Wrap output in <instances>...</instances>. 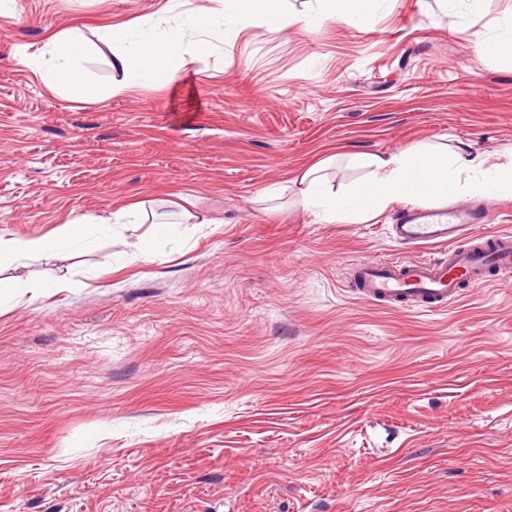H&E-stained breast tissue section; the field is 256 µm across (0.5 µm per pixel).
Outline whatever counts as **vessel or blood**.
<instances>
[{
  "label": "vessel or blood",
  "instance_id": "1",
  "mask_svg": "<svg viewBox=\"0 0 512 512\" xmlns=\"http://www.w3.org/2000/svg\"><path fill=\"white\" fill-rule=\"evenodd\" d=\"M494 219L491 211L460 206L401 213L392 226L395 239L410 249L439 246L442 254L418 261H357L350 270L351 295L373 304L402 302L433 313L447 310L466 288L492 283L499 274L512 276L511 232L492 235L475 247L467 244L477 225Z\"/></svg>",
  "mask_w": 512,
  "mask_h": 512
}]
</instances>
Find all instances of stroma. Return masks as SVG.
<instances>
[{
  "label": "stroma",
  "instance_id": "35a3bbf8",
  "mask_svg": "<svg viewBox=\"0 0 512 512\" xmlns=\"http://www.w3.org/2000/svg\"><path fill=\"white\" fill-rule=\"evenodd\" d=\"M167 3L0 0V239L87 217L93 240L7 271L78 285L0 294V512H512V286L432 315L358 300L352 262L433 249L393 240L403 204L320 224L290 187L339 152L506 161L512 55L482 43L512 0L310 31L217 13L205 61L94 102L15 58L79 23L111 85L100 27L177 26ZM133 203L182 233L154 261L121 256L151 230L113 223Z\"/></svg>",
  "mask_w": 512,
  "mask_h": 512
}]
</instances>
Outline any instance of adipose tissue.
<instances>
[{"instance_id": "1", "label": "adipose tissue", "mask_w": 512, "mask_h": 512, "mask_svg": "<svg viewBox=\"0 0 512 512\" xmlns=\"http://www.w3.org/2000/svg\"><path fill=\"white\" fill-rule=\"evenodd\" d=\"M380 0H316L311 13L291 16L281 0H224L225 17L236 21L258 20L272 29L295 26L310 30L328 21L359 25L377 9ZM212 15L187 11L182 23L161 32L139 30L127 23L105 26L100 39L113 49V66L121 82L104 88L85 66L88 39L75 25L51 38L44 55L20 54L18 64L37 70L43 81L73 101L109 97L124 90L126 82H169L185 55L206 59L211 43L203 38ZM353 162L361 175L343 189H335L328 171L333 158L304 167L293 180L302 208L318 222L358 224L384 212L391 205L445 206L449 199L468 195L483 198L500 191L512 192V161L490 163L464 147L443 150L420 145L388 154H359ZM87 222L68 221L62 232L0 242V271L28 260L52 261L72 244L87 241Z\"/></svg>"}]
</instances>
